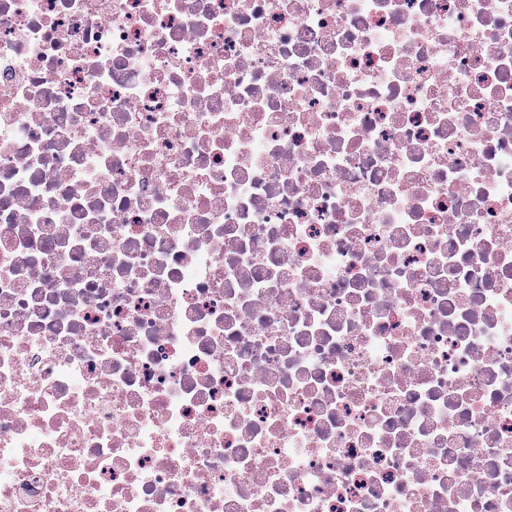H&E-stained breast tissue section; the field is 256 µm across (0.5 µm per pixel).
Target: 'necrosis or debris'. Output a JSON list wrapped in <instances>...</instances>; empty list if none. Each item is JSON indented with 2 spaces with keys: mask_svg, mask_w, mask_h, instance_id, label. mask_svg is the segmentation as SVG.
Wrapping results in <instances>:
<instances>
[{
  "mask_svg": "<svg viewBox=\"0 0 512 512\" xmlns=\"http://www.w3.org/2000/svg\"><path fill=\"white\" fill-rule=\"evenodd\" d=\"M0 512H512V0H0Z\"/></svg>",
  "mask_w": 512,
  "mask_h": 512,
  "instance_id": "4bbe7bcc",
  "label": "necrosis or debris"
}]
</instances>
